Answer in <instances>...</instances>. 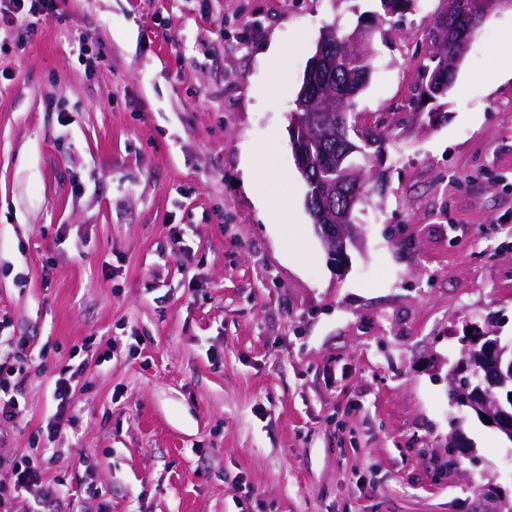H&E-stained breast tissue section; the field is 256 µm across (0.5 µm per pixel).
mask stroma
<instances>
[{"mask_svg": "<svg viewBox=\"0 0 512 512\" xmlns=\"http://www.w3.org/2000/svg\"><path fill=\"white\" fill-rule=\"evenodd\" d=\"M441 6L376 29L356 111L412 112ZM380 10L58 0L32 30L0 16V322L32 355L23 415L0 422L1 484L53 446L61 512H512V442L448 399L472 327L512 341V10L472 37L447 120L386 145L341 267L290 113L323 32ZM75 361L74 419L51 440ZM453 436L471 447L452 465ZM68 377L59 376L55 381L54 399L57 402L56 411L48 422L46 430L48 439L55 438L64 433L70 427L73 416L70 411L71 396L73 391L72 379L82 373V365L78 364L74 369H68Z\"/></svg>", "mask_w": 512, "mask_h": 512, "instance_id": "stroma-1", "label": "stroma"}]
</instances>
